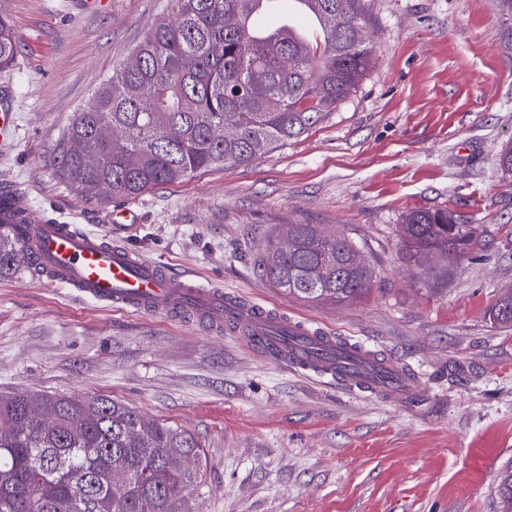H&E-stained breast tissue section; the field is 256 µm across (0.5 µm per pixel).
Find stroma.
I'll return each instance as SVG.
<instances>
[{
  "mask_svg": "<svg viewBox=\"0 0 512 512\" xmlns=\"http://www.w3.org/2000/svg\"><path fill=\"white\" fill-rule=\"evenodd\" d=\"M373 65L336 111L253 160L138 198L88 201L52 163L74 113L175 0H8L19 42L0 70L14 139L0 184L35 215L115 234L225 292L382 352L418 377L410 408L300 376L163 316L98 308L0 272V396L106 397L193 433L205 455L194 512H500L512 464V328L488 313L512 290V19L496 0H367ZM130 208L134 225L103 217ZM447 208L474 225L471 253L408 266L398 226ZM351 239L375 271L363 297L309 304L254 263L286 225Z\"/></svg>",
  "mask_w": 512,
  "mask_h": 512,
  "instance_id": "obj_1",
  "label": "stroma"
}]
</instances>
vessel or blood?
I'll return each instance as SVG.
<instances>
[{"instance_id":"obj_1","label":"vessel or blood","mask_w":512,"mask_h":512,"mask_svg":"<svg viewBox=\"0 0 512 512\" xmlns=\"http://www.w3.org/2000/svg\"><path fill=\"white\" fill-rule=\"evenodd\" d=\"M21 232L31 260L41 271L42 285L70 289L79 298L107 308L176 316L211 333L231 327L248 349L302 375L339 379L388 401L412 405L422 401L415 376L377 369L374 351L357 347L359 367L350 369L338 337L225 295L223 287L213 283L174 273L105 235L72 224H49L39 217L30 219Z\"/></svg>"}]
</instances>
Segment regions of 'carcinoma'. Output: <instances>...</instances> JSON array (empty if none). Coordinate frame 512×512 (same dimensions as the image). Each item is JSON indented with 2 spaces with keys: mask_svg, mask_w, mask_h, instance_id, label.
<instances>
[{
  "mask_svg": "<svg viewBox=\"0 0 512 512\" xmlns=\"http://www.w3.org/2000/svg\"><path fill=\"white\" fill-rule=\"evenodd\" d=\"M74 113L53 158L87 199H132L216 166L243 164L295 139L352 96L372 63L365 0H305L322 44L272 24L261 40L249 19L259 0H176ZM17 54L0 4V69ZM16 199L0 191V268L23 250L1 228ZM401 259L422 267L458 260L474 231L448 210H417L399 224ZM258 276L311 303L364 295L375 274L342 233L289 224ZM512 326V292L489 313ZM204 452L189 431L106 398L17 392L0 398V512H192ZM501 512H512V468L500 473Z\"/></svg>",
  "mask_w": 512,
  "mask_h": 512,
  "instance_id": "obj_1",
  "label": "carcinoma"
}]
</instances>
